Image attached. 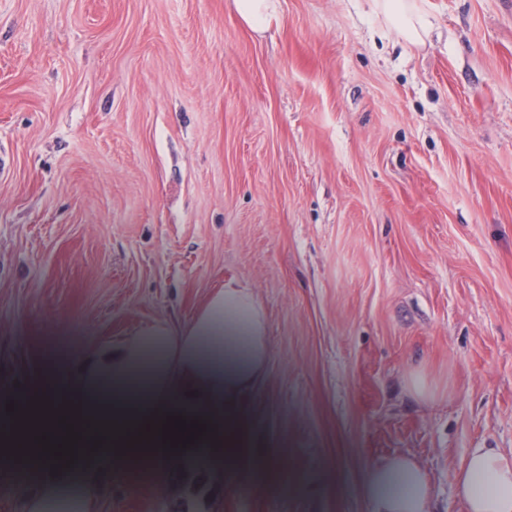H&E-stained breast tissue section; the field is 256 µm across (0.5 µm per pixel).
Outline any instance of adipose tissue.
Returning a JSON list of instances; mask_svg holds the SVG:
<instances>
[{
  "instance_id": "1",
  "label": "adipose tissue",
  "mask_w": 512,
  "mask_h": 512,
  "mask_svg": "<svg viewBox=\"0 0 512 512\" xmlns=\"http://www.w3.org/2000/svg\"><path fill=\"white\" fill-rule=\"evenodd\" d=\"M380 7L387 25L403 38L423 41L427 22L413 0H381ZM267 331L253 289L227 279L184 330L155 325L132 340L112 365L113 400L98 396L96 382L70 371L57 378L52 390L23 394L27 430L44 432L66 420L76 431L104 440L101 464L139 481L181 457V449L163 446L158 434L166 417L180 414L206 426L205 436L192 446L195 463L237 477L240 493L260 480L322 512L342 497L335 463L271 460L256 446L260 430L254 419L244 408L224 402L263 367ZM178 363L203 374L204 382L190 389L179 385L173 375ZM16 441L12 432H0V482L11 483L13 472L22 468L55 475L53 456H25ZM456 483L464 512H512V453L468 449ZM354 493L366 512H429L434 488L414 459L396 454L370 465Z\"/></svg>"
}]
</instances>
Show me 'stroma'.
<instances>
[{"label": "stroma", "mask_w": 512, "mask_h": 512, "mask_svg": "<svg viewBox=\"0 0 512 512\" xmlns=\"http://www.w3.org/2000/svg\"><path fill=\"white\" fill-rule=\"evenodd\" d=\"M0 0V391L190 322L247 282L261 448L345 484L413 456L463 512L468 449L512 450V0ZM0 512H305L179 459L161 488L57 463ZM278 0H235L243 21L255 32L268 28L277 11ZM385 22L412 43L423 41L427 21L414 9L413 0H379Z\"/></svg>", "instance_id": "obj_1"}]
</instances>
